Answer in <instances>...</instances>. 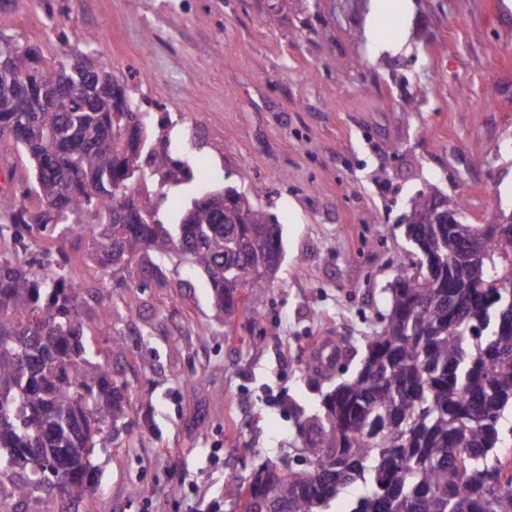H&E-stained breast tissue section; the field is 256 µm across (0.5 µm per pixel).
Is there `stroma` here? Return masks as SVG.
<instances>
[{
  "label": "stroma",
  "mask_w": 512,
  "mask_h": 512,
  "mask_svg": "<svg viewBox=\"0 0 512 512\" xmlns=\"http://www.w3.org/2000/svg\"><path fill=\"white\" fill-rule=\"evenodd\" d=\"M271 4L65 0L53 21L16 0L0 13L45 59L79 48L107 63L150 115L148 147L187 156L185 177L150 199L162 222L234 186L284 247L255 326L225 322L199 269L165 263L161 283L145 265L106 271L98 229H34L28 258L75 260L87 357L125 384L128 415L95 448L85 496L41 490L0 512H230V480L300 467L296 420L357 372L411 249L410 198L466 200L472 224L512 210V0ZM327 337L344 351L323 377L307 366Z\"/></svg>",
  "instance_id": "stroma-1"
}]
</instances>
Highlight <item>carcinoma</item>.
Instances as JSON below:
<instances>
[{"mask_svg": "<svg viewBox=\"0 0 512 512\" xmlns=\"http://www.w3.org/2000/svg\"><path fill=\"white\" fill-rule=\"evenodd\" d=\"M10 66L0 73V143L20 161L22 194L46 206L34 223L62 224L68 236L102 225V267L149 264L162 280L159 261L185 262L204 273L224 317L257 321L272 280L258 260L282 253L279 232L255 248L271 223L265 208L229 188L221 201L194 200L177 224L160 222L139 195L165 194L185 162L153 152L131 186L141 113L107 66L83 55L46 62L21 46ZM78 73L108 86L26 111L41 89ZM22 81L34 98L23 99ZM429 210L427 195L412 199L414 259L387 289L389 312L357 375L325 396L322 413L297 421L310 467L272 465L236 484L233 497L251 499L245 512H327L356 484L363 492L347 512H512V292L498 285L512 273V227L466 224L462 209L460 224H428ZM4 216L17 228L14 256H0V448L18 453L0 461V496L38 490L30 472L44 466L39 449L55 448L69 466L57 482L80 497L87 451L126 416L124 386L86 358L70 260H24L18 224L28 221L9 195L0 196Z\"/></svg>", "mask_w": 512, "mask_h": 512, "instance_id": "obj_1", "label": "carcinoma"}]
</instances>
